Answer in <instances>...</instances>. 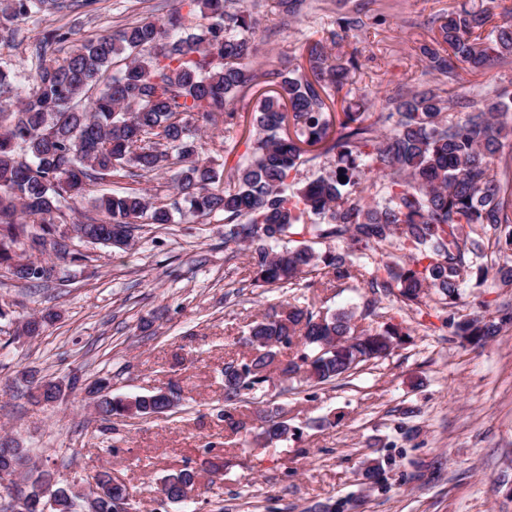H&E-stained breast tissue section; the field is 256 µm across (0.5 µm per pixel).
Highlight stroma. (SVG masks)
Returning a JSON list of instances; mask_svg holds the SVG:
<instances>
[{
    "mask_svg": "<svg viewBox=\"0 0 512 512\" xmlns=\"http://www.w3.org/2000/svg\"><path fill=\"white\" fill-rule=\"evenodd\" d=\"M274 0H243L259 20L257 59L266 67L305 63L308 46L335 32V53L355 58L348 89L386 109L390 97L416 84L444 88L420 53L432 44L437 18L475 0H307L296 17ZM179 12L185 28L197 14L182 0H83L11 25L0 42V66L30 59L38 33L72 30L83 36ZM358 27L341 28L342 18ZM258 85L230 102L236 118L204 137L206 151L232 173L248 150L250 118L265 92ZM66 255L47 250L57 268L30 283L0 271V432L27 456L87 487L100 469L130 493V512H314L320 503L341 512H512V326L485 345L463 343L458 320L512 308V288L494 278L470 280L456 304L430 295L418 308L384 296L407 335L384 359L352 377L315 385L273 376L254 394L224 402V365L244 361L250 325L283 303L321 312L362 311L373 294L366 280L335 288L305 283L264 290L252 282L240 247L224 242V218L176 215L170 224H141L130 247L70 237ZM58 318L36 339L14 342L16 321L45 311ZM61 383L73 375L101 378L113 396L173 389L179 403L148 417H96L83 392L53 404L28 396L27 372ZM277 409L298 437L254 444L256 412ZM230 411L237 428L222 417ZM224 461L208 472L210 454ZM378 458L384 480L365 484L367 462ZM197 474L188 501L160 493L171 470Z\"/></svg>",
    "mask_w": 512,
    "mask_h": 512,
    "instance_id": "obj_1",
    "label": "stroma"
}]
</instances>
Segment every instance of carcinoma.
Listing matches in <instances>:
<instances>
[{
    "instance_id": "1",
    "label": "carcinoma",
    "mask_w": 512,
    "mask_h": 512,
    "mask_svg": "<svg viewBox=\"0 0 512 512\" xmlns=\"http://www.w3.org/2000/svg\"><path fill=\"white\" fill-rule=\"evenodd\" d=\"M199 9L197 31L175 37L178 18L142 21L110 34L79 39L76 32L47 31L39 39L35 66L22 72L0 68V266L15 267L26 282L46 281L54 268L43 261L20 262L14 250L22 237L38 233V245L55 241L65 211L87 201L98 213L76 224L106 245L132 239L135 225L170 224L173 213L198 217L224 214V243L247 250V266L259 287L273 288L311 277L309 286L354 281L361 265L346 252L321 253L314 245L347 239L359 250L380 255L371 275L376 294H396L419 306L430 293L448 304L477 269L487 273L485 238L493 232L499 255L498 281L512 286V156L499 154L512 135V79L476 93L444 94L419 84L390 99L392 111L372 112L360 99L337 116L328 90L347 80L354 60L336 63V33L309 48L310 74L253 68L257 20L232 10L227 0H189ZM59 6L58 0H0V22ZM490 7L446 17L434 43L420 47L426 69L454 84L458 69L485 68L512 55V18L487 31ZM71 42L60 56L55 45ZM122 63L118 74L104 76ZM260 83L273 87L258 99L246 162L233 186L220 188L224 171L204 152L202 132L235 119L230 99ZM317 156L334 155L336 165L316 177L297 179L299 167ZM173 173V197L158 204L143 190L97 194L104 177L144 178ZM346 181H341V178ZM301 237L292 248L276 244ZM404 261L382 259L387 248ZM56 314L24 321L39 336ZM352 310L321 313L296 305L255 322L246 343L255 354L224 364V402L264 388L279 348L296 347L282 369L326 384L354 374L358 366L387 357L401 335L393 317L382 326L359 327ZM512 314L457 322L468 343H487ZM335 342L336 355L325 348ZM30 397L58 398L59 386L31 379ZM72 391L95 397L103 421L166 413L158 394L114 398L105 382L86 386L71 379ZM258 440L269 444L295 435L288 423L259 411ZM187 467L163 478L168 501L178 503L195 483ZM101 488L95 512H128L127 488L107 472L93 477ZM53 495L52 512H76V498L63 476L40 470L30 490L5 512H43L38 496Z\"/></svg>"
}]
</instances>
